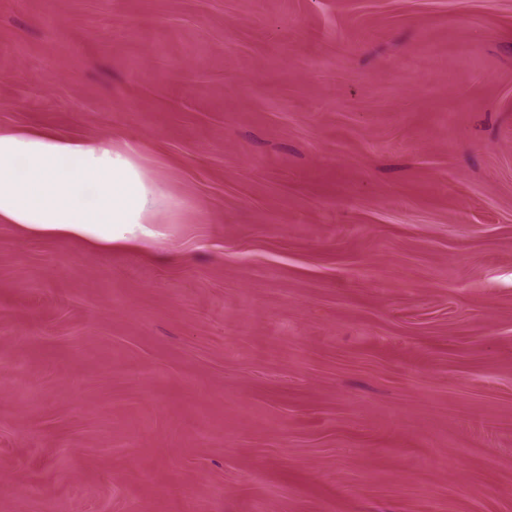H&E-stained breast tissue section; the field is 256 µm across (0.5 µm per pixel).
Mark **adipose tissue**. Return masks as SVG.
<instances>
[{"mask_svg": "<svg viewBox=\"0 0 512 512\" xmlns=\"http://www.w3.org/2000/svg\"><path fill=\"white\" fill-rule=\"evenodd\" d=\"M176 209L133 146L0 127V223L33 235L135 248L155 238L160 202Z\"/></svg>", "mask_w": 512, "mask_h": 512, "instance_id": "ef3b65f1", "label": "adipose tissue"}]
</instances>
